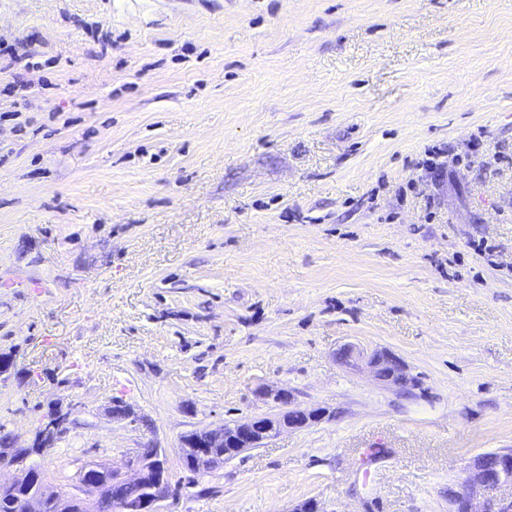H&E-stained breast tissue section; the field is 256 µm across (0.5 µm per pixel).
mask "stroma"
Masks as SVG:
<instances>
[{"instance_id": "1", "label": "stroma", "mask_w": 512, "mask_h": 512, "mask_svg": "<svg viewBox=\"0 0 512 512\" xmlns=\"http://www.w3.org/2000/svg\"><path fill=\"white\" fill-rule=\"evenodd\" d=\"M20 41L0 430L69 408L45 493L154 443L164 512H448L512 448V0H0ZM267 386L324 418L189 476L181 437L277 411ZM339 361L353 371L368 369L376 379L387 382L388 385L401 387L408 384L410 378L405 363L392 352L386 349H373L365 351L350 344L343 345L338 352ZM386 368L382 378L381 370Z\"/></svg>"}]
</instances>
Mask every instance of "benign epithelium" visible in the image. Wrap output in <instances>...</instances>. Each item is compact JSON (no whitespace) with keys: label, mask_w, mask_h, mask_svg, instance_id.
<instances>
[{"label":"benign epithelium","mask_w":512,"mask_h":512,"mask_svg":"<svg viewBox=\"0 0 512 512\" xmlns=\"http://www.w3.org/2000/svg\"><path fill=\"white\" fill-rule=\"evenodd\" d=\"M339 361L353 371L368 369L376 379H381L393 386L408 383L409 374L405 363L386 349L365 351L350 344L343 345L338 352ZM266 396L282 406L274 414L255 416L234 426H222L217 429L199 430L194 436L196 450L189 457V465L197 471L210 470L223 463V457L216 455L213 448L222 445L239 455L242 452L261 448L276 439L286 430H296L323 418L319 408L301 407L294 403L293 396L284 390L265 389ZM68 413H49L38 427L41 439L45 440L42 450L61 439L66 432ZM165 451L156 444H149L136 451L128 461L129 471L115 474L104 464L91 462L86 464L81 473L90 471L100 475V479L90 484L83 483L84 492L76 497L54 499L46 504L47 496L38 491L27 494L24 498L25 512H74L79 509L87 512L85 495L91 494L101 498L112 490V481L146 483L151 493L130 507V512H160L161 503L168 498L170 485L169 472L160 463ZM0 465L12 468L18 475L9 482H0V497L12 495L16 489L29 479L28 470L9 461ZM509 487L512 489V449H501L488 456L480 454L474 457L466 469L465 479L456 487L448 490V512H512V497L498 496V492Z\"/></svg>","instance_id":"1"}]
</instances>
